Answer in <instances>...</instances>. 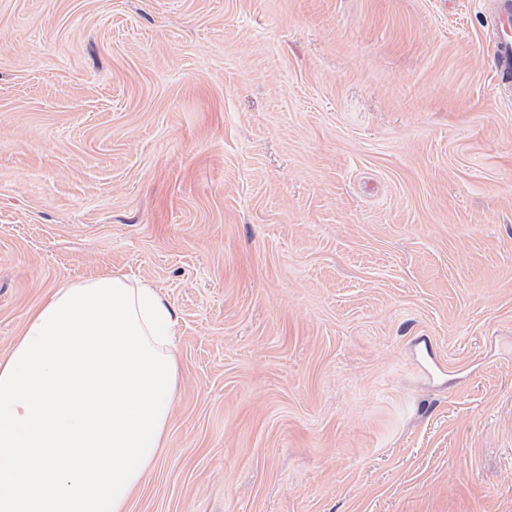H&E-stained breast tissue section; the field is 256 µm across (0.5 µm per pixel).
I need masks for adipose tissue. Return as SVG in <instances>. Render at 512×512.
<instances>
[{
	"label": "adipose tissue",
	"instance_id": "adipose-tissue-1",
	"mask_svg": "<svg viewBox=\"0 0 512 512\" xmlns=\"http://www.w3.org/2000/svg\"><path fill=\"white\" fill-rule=\"evenodd\" d=\"M177 324L144 279L52 289L0 358V512H126L165 444Z\"/></svg>",
	"mask_w": 512,
	"mask_h": 512
}]
</instances>
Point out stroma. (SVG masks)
Wrapping results in <instances>:
<instances>
[{
  "mask_svg": "<svg viewBox=\"0 0 512 512\" xmlns=\"http://www.w3.org/2000/svg\"><path fill=\"white\" fill-rule=\"evenodd\" d=\"M491 0H0V356L63 280L176 310L127 512H512Z\"/></svg>",
  "mask_w": 512,
  "mask_h": 512,
  "instance_id": "obj_1",
  "label": "stroma"
}]
</instances>
